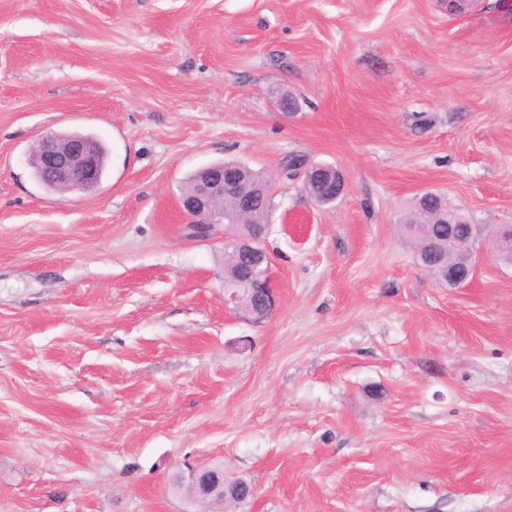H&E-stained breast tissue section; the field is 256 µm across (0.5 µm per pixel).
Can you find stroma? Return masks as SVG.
<instances>
[{
	"label": "stroma",
	"mask_w": 512,
	"mask_h": 512,
	"mask_svg": "<svg viewBox=\"0 0 512 512\" xmlns=\"http://www.w3.org/2000/svg\"><path fill=\"white\" fill-rule=\"evenodd\" d=\"M458 4L0 0V512H189V462L254 485L224 512H512V265L451 288L403 231L512 224V0ZM51 132L98 188L38 184ZM224 160L273 180L260 323L178 207ZM56 134L62 140L70 135H78L90 141L100 154L101 166L98 155L91 144L77 138L62 142ZM32 159H35L36 167L43 172L47 179L64 184L58 185L43 179L37 168L31 166L35 177L46 189L60 194L74 193L71 187L77 192H84L83 190L94 186L97 188L106 171L105 148L100 140L92 134L78 132L46 134L40 138L35 150L29 155V164ZM100 169L101 181L98 183ZM322 174L321 180L318 179ZM298 177L303 178V186L310 197L319 204L333 202L344 189V182L338 169L330 165L308 163L304 159L298 171ZM312 186L310 191L309 187ZM434 197L429 202H421L419 199H416L415 203L412 204V211L410 212V215L407 219L406 224H404V230L407 234L408 229L413 224H420V225H428V230L438 229L436 230L437 233H442L443 231H448V241H450L457 232L458 224H461L460 226H467L465 223L466 221L464 218L456 213L449 212L446 214V218H438L436 224H428L432 222L435 219V215L438 212H446V207L448 208V203L445 199V197L441 194L434 192ZM445 224H448V230L443 226Z\"/></svg>",
	"instance_id": "obj_1"
}]
</instances>
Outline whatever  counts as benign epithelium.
I'll return each mask as SVG.
<instances>
[{
  "mask_svg": "<svg viewBox=\"0 0 512 512\" xmlns=\"http://www.w3.org/2000/svg\"><path fill=\"white\" fill-rule=\"evenodd\" d=\"M36 167L47 179L68 185L81 192L97 185L100 161L92 145L73 138L62 142L54 133L40 138L35 150L29 155ZM235 169L232 164H213L201 168L196 191L179 201L181 211L189 219L188 227L193 235L207 240L214 234L217 224H234L239 232L230 242L233 252L247 267V274L239 278L232 287H224L227 300L237 303L245 295L248 314L256 321L272 312L276 294L268 275L270 257L262 247L266 231L264 224H248L246 218L252 211L250 198L238 188V181L228 176ZM303 178L304 188L319 204L330 203L340 196L344 182L338 169L330 165L305 162L298 171ZM499 239L498 255L512 259V225L504 224L495 230ZM424 264L431 268L442 261L436 243L427 239L418 241ZM474 263L467 261L448 265L443 278L449 286H460L472 280ZM183 480L192 488V503L206 502L219 495L223 500L244 501L255 496L253 485L243 479L228 480L224 469L207 464L189 465L183 473Z\"/></svg>",
  "mask_w": 512,
  "mask_h": 512,
  "instance_id": "7a95c632",
  "label": "benign epithelium"
}]
</instances>
